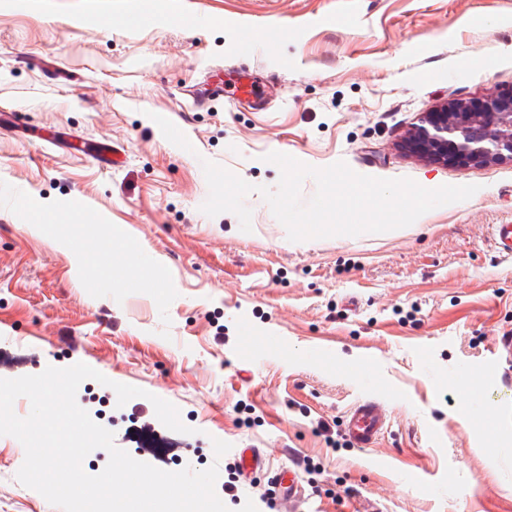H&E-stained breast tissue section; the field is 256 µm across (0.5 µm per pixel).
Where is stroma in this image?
I'll list each match as a JSON object with an SVG mask.
<instances>
[{"instance_id":"stroma-1","label":"stroma","mask_w":512,"mask_h":512,"mask_svg":"<svg viewBox=\"0 0 512 512\" xmlns=\"http://www.w3.org/2000/svg\"><path fill=\"white\" fill-rule=\"evenodd\" d=\"M213 66L230 86L271 77L273 107H194ZM511 89L512 0H0V378L82 362L144 389L113 407L115 445L217 466L230 512H512V256L492 244L512 224V161L405 146L446 100ZM106 144L122 163L99 162ZM271 152L477 191L404 228L303 242L256 193L251 232L201 212L202 160L273 189ZM45 209L71 247L35 226ZM154 395L190 433L134 438L131 419L158 423ZM365 399L391 423L357 448L345 413ZM244 448L263 456L247 479ZM24 458L0 436V512H60L17 480Z\"/></svg>"}]
</instances>
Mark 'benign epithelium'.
Instances as JSON below:
<instances>
[{
    "mask_svg": "<svg viewBox=\"0 0 512 512\" xmlns=\"http://www.w3.org/2000/svg\"><path fill=\"white\" fill-rule=\"evenodd\" d=\"M406 146L445 163L512 160V94L484 99L478 108L470 100H450L425 113Z\"/></svg>",
    "mask_w": 512,
    "mask_h": 512,
    "instance_id": "obj_1",
    "label": "benign epithelium"
}]
</instances>
